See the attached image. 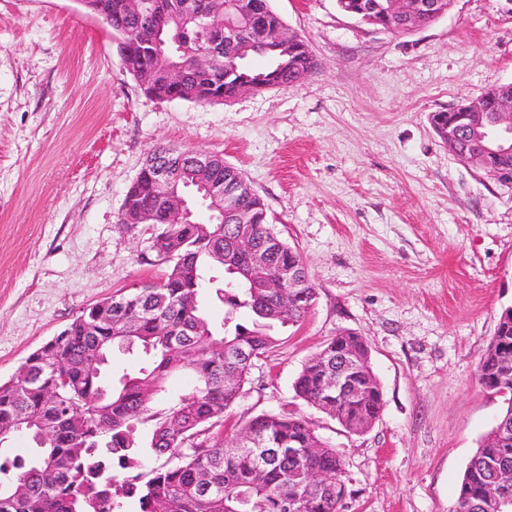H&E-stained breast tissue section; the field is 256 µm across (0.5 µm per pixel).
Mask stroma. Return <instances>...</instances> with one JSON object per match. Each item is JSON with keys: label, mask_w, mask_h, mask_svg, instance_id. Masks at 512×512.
Masks as SVG:
<instances>
[{"label": "stroma", "mask_w": 512, "mask_h": 512, "mask_svg": "<svg viewBox=\"0 0 512 512\" xmlns=\"http://www.w3.org/2000/svg\"><path fill=\"white\" fill-rule=\"evenodd\" d=\"M308 44L301 82L219 104L145 96L79 0H0V382L98 301L158 281L156 231L118 213L148 152L240 170L316 288L275 327L224 420L294 411L342 455V512H455L505 404L477 367L512 306V189L459 161L429 117L512 82V0H454L399 34L336 0H271ZM365 337L384 408L346 431L295 398L337 332Z\"/></svg>", "instance_id": "stroma-1"}]
</instances>
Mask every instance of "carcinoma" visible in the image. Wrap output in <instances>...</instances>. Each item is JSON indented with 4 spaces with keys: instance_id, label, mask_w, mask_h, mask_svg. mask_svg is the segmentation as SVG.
Returning a JSON list of instances; mask_svg holds the SVG:
<instances>
[{
    "instance_id": "cac0c4a2",
    "label": "carcinoma",
    "mask_w": 512,
    "mask_h": 512,
    "mask_svg": "<svg viewBox=\"0 0 512 512\" xmlns=\"http://www.w3.org/2000/svg\"><path fill=\"white\" fill-rule=\"evenodd\" d=\"M105 24L116 41L132 32L149 39L148 18L156 0H142L141 12L127 11V0H102ZM169 10V33L183 36L182 50L169 45L145 56L152 70L143 87L158 100L175 97L202 105L235 97L239 88L257 92L295 83L312 70L314 60L304 40L286 43L277 33L286 27L267 6L269 32L265 42L244 51L224 43V51L201 74L195 54L204 44L206 26H223L224 0L209 2V16L195 19L182 8L184 0H162ZM388 0H337L339 9L367 24L409 33L437 16L412 0V14L388 13ZM260 57L264 64H253ZM177 64L183 72L180 87L164 80L166 67ZM459 113L438 111L431 126L444 143L448 128L459 125ZM194 147L175 153L161 147L155 159L176 171L181 182ZM215 182L234 194L237 213L229 224H175L157 236L162 247L173 248L167 273L157 282L111 299L112 317L104 320L89 308L58 335L31 353L24 377L0 383V450L18 436L34 443L27 459L0 460V512H340L345 487L342 455L315 433L309 420L295 413H263L242 428L253 432L258 445L224 447L220 427L235 404L255 361L275 345L274 326L301 322L316 299V288L301 254L292 246L269 259L275 273L285 262L303 268L306 298L283 304L265 291L237 282L238 273L224 269V242L239 226L250 227L263 245L272 225L261 197L236 168L215 159ZM128 215L161 214L163 200L146 171L127 190ZM212 283L208 300L234 312L246 308L249 323L224 318L215 325L204 312L202 291ZM366 356L368 345L347 331L329 339L321 349L326 360L310 358L296 377L295 397L339 421L351 430L373 426L384 406L383 390L370 365L358 366L374 395L364 404L347 399L327 401V376L336 373V346ZM138 350L148 359L139 372L114 380L102 370L113 349ZM190 373L195 385L171 396L166 384ZM479 383L506 398L507 409L486 433L467 465L461 481L456 512H484L481 493L493 470L503 460L512 462V306L499 316L494 335L477 367ZM302 449L288 457L289 445ZM163 463L143 471L144 456ZM323 471L327 482H306L309 471Z\"/></svg>"
}]
</instances>
